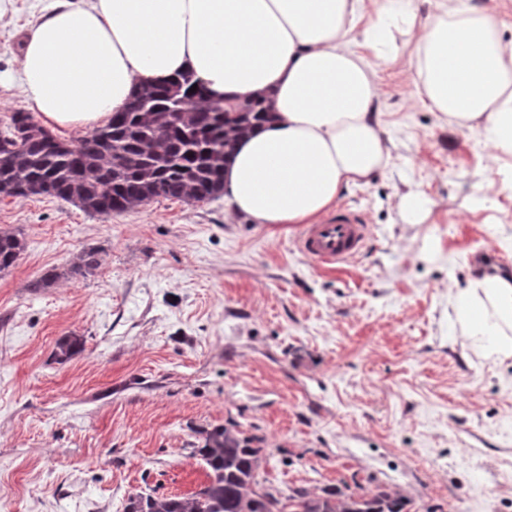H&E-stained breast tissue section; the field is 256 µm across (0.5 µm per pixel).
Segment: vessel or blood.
Listing matches in <instances>:
<instances>
[{"instance_id": "obj_1", "label": "vessel or blood", "mask_w": 512, "mask_h": 512, "mask_svg": "<svg viewBox=\"0 0 512 512\" xmlns=\"http://www.w3.org/2000/svg\"><path fill=\"white\" fill-rule=\"evenodd\" d=\"M369 236V226L348 206L336 209L322 223L308 225L298 238V248L323 265H336L359 254Z\"/></svg>"}]
</instances>
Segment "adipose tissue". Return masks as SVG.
<instances>
[{
	"label": "adipose tissue",
	"mask_w": 512,
	"mask_h": 512,
	"mask_svg": "<svg viewBox=\"0 0 512 512\" xmlns=\"http://www.w3.org/2000/svg\"><path fill=\"white\" fill-rule=\"evenodd\" d=\"M358 2L48 0L14 78L58 131L95 129L141 83L185 73L211 102L264 99L268 121L229 150L224 198L255 224H311L385 162L373 61L392 44L389 19L399 15L418 31L422 103L511 156L512 49L497 18L463 10L421 20L410 0H385L356 51L348 37ZM456 317L489 358L512 359V278L470 272Z\"/></svg>",
	"instance_id": "1"
}]
</instances>
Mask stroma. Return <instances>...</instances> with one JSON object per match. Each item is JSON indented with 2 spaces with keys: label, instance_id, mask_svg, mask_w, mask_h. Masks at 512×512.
<instances>
[{
  "label": "stroma",
  "instance_id": "stroma-1",
  "mask_svg": "<svg viewBox=\"0 0 512 512\" xmlns=\"http://www.w3.org/2000/svg\"><path fill=\"white\" fill-rule=\"evenodd\" d=\"M0 21V127L28 111L9 78L34 17ZM419 16L494 14L512 0H413ZM416 32L378 60L388 160L340 203L370 226L335 269L303 254L299 224H254L223 198H158L91 215L51 196L0 197L26 249L0 272V512H125L130 496L199 490L197 450L236 422L260 437L259 479L391 490L405 512H512V360L455 326L476 253L512 272V157L418 99ZM425 192L407 223L401 199ZM95 247L92 274L31 293ZM83 349L67 362L58 340ZM402 210L410 221H420L431 210V201L421 191L409 192L402 198Z\"/></svg>",
  "mask_w": 512,
  "mask_h": 512
}]
</instances>
